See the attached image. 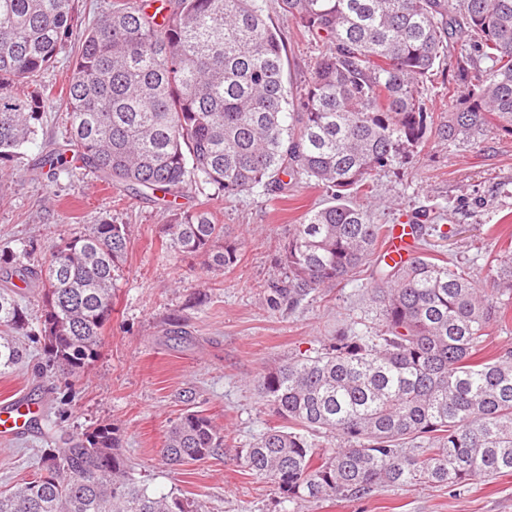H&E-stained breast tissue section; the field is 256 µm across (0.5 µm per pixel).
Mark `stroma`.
Segmentation results:
<instances>
[{"label": "stroma", "mask_w": 512, "mask_h": 512, "mask_svg": "<svg viewBox=\"0 0 512 512\" xmlns=\"http://www.w3.org/2000/svg\"><path fill=\"white\" fill-rule=\"evenodd\" d=\"M266 3L281 32L287 79L303 87L321 48L288 19L281 0ZM452 81L454 69L445 64L425 83L423 98L431 111H450L449 92L467 93L464 83L449 89ZM65 136L60 107L48 108L35 142L0 183V251H17L31 241L40 261L49 244L105 219L128 225L130 246L98 359L67 384L34 371L42 349L31 344L28 359L0 375V401L27 393L68 432L114 425L150 492L176 493L193 501L198 512H512V474L460 489L384 487L362 499L314 501L298 511L272 484L252 475L243 457L274 422L255 391L257 377L288 356L328 347L368 306L371 281L365 271L295 310L267 305L284 272L289 231L306 210L326 201L325 190L306 181L285 195L259 188L227 198L209 188L189 190L180 206L209 209L240 244L233 267L211 272L203 258L167 254L162 228L170 214L162 206L128 196L79 166L47 178L36 159L43 147L63 145ZM372 181L381 200L376 223L411 224L423 209L441 213L448 237L433 235L429 242L450 261L479 267L488 257L512 251L511 135L497 132L472 146L431 140L403 163L376 171ZM188 410L223 427V458L165 463L164 433ZM43 446L36 429L0 441V487L31 475Z\"/></svg>", "instance_id": "35a3bbf8"}]
</instances>
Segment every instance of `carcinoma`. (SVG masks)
Segmentation results:
<instances>
[{
  "label": "carcinoma",
  "instance_id": "obj_1",
  "mask_svg": "<svg viewBox=\"0 0 512 512\" xmlns=\"http://www.w3.org/2000/svg\"><path fill=\"white\" fill-rule=\"evenodd\" d=\"M265 2L113 0L83 34L62 102L76 161L134 197L163 192L170 250L215 272L237 262L239 243L208 210L179 209L189 189L235 197L306 180L330 193L294 225L274 293L293 310L368 265L380 329L353 321L328 348L258 378L277 424L246 450L244 466L288 502L512 474V350L476 358L507 303L470 266L425 245L386 261L388 225L357 200L372 192L374 171L432 139L512 135V0H282L323 46L299 91L285 80ZM74 21L75 0H0V179L35 141L53 98L33 77L56 61ZM446 58L470 95L430 112L422 87ZM42 164L54 179L69 170L56 147L42 150ZM410 231L448 237L440 224ZM128 242L127 225L103 221L51 244L38 266L21 260L32 243L0 251V374L22 361L26 339L67 382L98 358ZM489 268L497 294L511 296L512 252ZM15 277L35 285L40 315L8 286ZM321 434L336 447H317ZM45 444L35 475L0 491V512H196L176 494L148 492L110 424L49 431ZM224 448V429L189 412L166 430L163 458L183 465Z\"/></svg>",
  "mask_w": 512,
  "mask_h": 512
}]
</instances>
